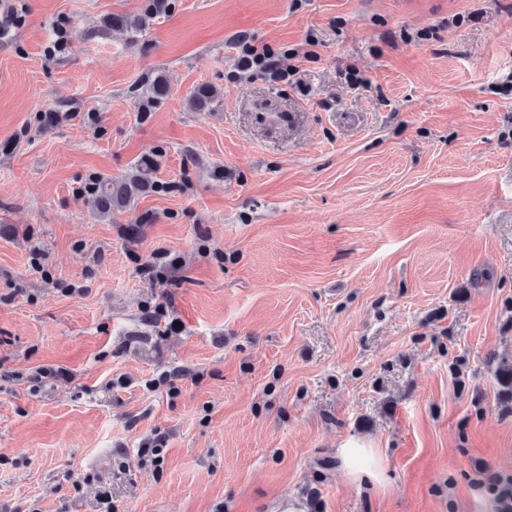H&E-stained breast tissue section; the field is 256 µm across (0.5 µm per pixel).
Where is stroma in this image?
I'll list each match as a JSON object with an SVG mask.
<instances>
[{"label":"stroma","instance_id":"1","mask_svg":"<svg viewBox=\"0 0 512 512\" xmlns=\"http://www.w3.org/2000/svg\"><path fill=\"white\" fill-rule=\"evenodd\" d=\"M144 3L0 0V508L494 512L468 475L512 473V0H167L106 28ZM241 38L281 78L238 75ZM147 154L152 190L96 218L89 177ZM349 439L380 485L345 476ZM143 6V12L138 15L114 14L107 19V26L110 28H119L122 30H133L135 32L143 31L149 20L162 8V4L158 1L164 0H147ZM152 1V2H151ZM165 446L164 438L155 434L143 440L140 448H137V458L141 464L150 462L156 469H161L163 464L162 448ZM346 475L358 484L375 483L380 478V470L374 448L363 440H348L336 450Z\"/></svg>","mask_w":512,"mask_h":512}]
</instances>
